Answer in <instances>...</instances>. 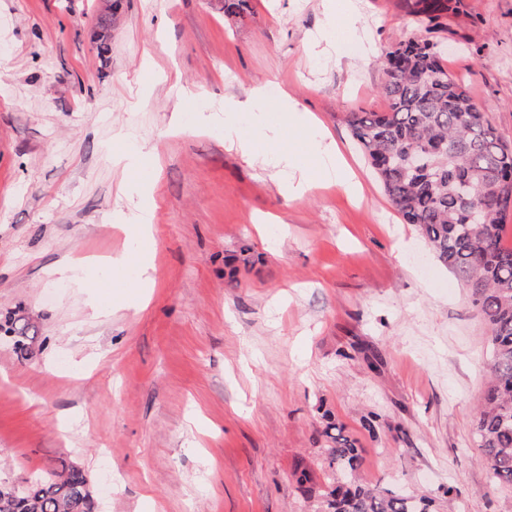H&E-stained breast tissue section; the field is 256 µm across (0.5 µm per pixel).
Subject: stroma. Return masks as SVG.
<instances>
[{"label": "stroma", "instance_id": "obj_1", "mask_svg": "<svg viewBox=\"0 0 512 512\" xmlns=\"http://www.w3.org/2000/svg\"><path fill=\"white\" fill-rule=\"evenodd\" d=\"M357 2L343 55L315 58L324 0H0V318L39 328L24 359L0 340V482L65 463L102 512H316L331 416L362 478L434 512H512L472 433L487 327L346 123L386 111L380 61L418 21L410 0ZM461 3L434 37L512 146V0ZM270 76V99L286 90L344 146L362 200L286 199L222 123L174 130L186 101L220 113ZM128 140L157 155L155 284L100 312L82 282L128 245L112 223L140 201L114 160Z\"/></svg>", "mask_w": 512, "mask_h": 512}]
</instances>
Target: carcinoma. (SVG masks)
<instances>
[{
  "label": "carcinoma",
  "instance_id": "1",
  "mask_svg": "<svg viewBox=\"0 0 512 512\" xmlns=\"http://www.w3.org/2000/svg\"><path fill=\"white\" fill-rule=\"evenodd\" d=\"M453 0H414L423 33L382 60L385 112H351L347 122L391 203L418 227L434 256L467 289L489 331L488 386L475 417L479 461L494 488L512 487V247L503 244L512 214V148L504 144L464 83L448 73L429 34L456 10ZM27 354L37 327L15 313L0 337ZM327 449L333 483L323 512H430L425 496L407 497L359 476L360 449L332 419ZM83 470L61 465L15 486L0 483V512H98Z\"/></svg>",
  "mask_w": 512,
  "mask_h": 512
}]
</instances>
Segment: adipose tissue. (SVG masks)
I'll use <instances>...</instances> for the list:
<instances>
[{
    "label": "adipose tissue",
    "instance_id": "ef3b65f1",
    "mask_svg": "<svg viewBox=\"0 0 512 512\" xmlns=\"http://www.w3.org/2000/svg\"><path fill=\"white\" fill-rule=\"evenodd\" d=\"M240 109V103L234 100L224 105L225 143L234 146L246 161L268 162L279 168L283 174L279 190L286 198H302L322 179L351 196L359 195L358 175L336 141L320 128L312 113L297 111L287 92L279 94L277 114L262 113L246 132L240 130L234 118ZM151 159V151L139 145L120 157L130 175V185L141 191L142 202L137 214L119 212L114 220L129 239L138 242L139 248L111 257V278L93 283L95 299L105 308L143 304L147 288L154 283L155 268L145 243L152 237L156 205L152 182L139 177L142 165Z\"/></svg>",
    "mask_w": 512,
    "mask_h": 512
}]
</instances>
